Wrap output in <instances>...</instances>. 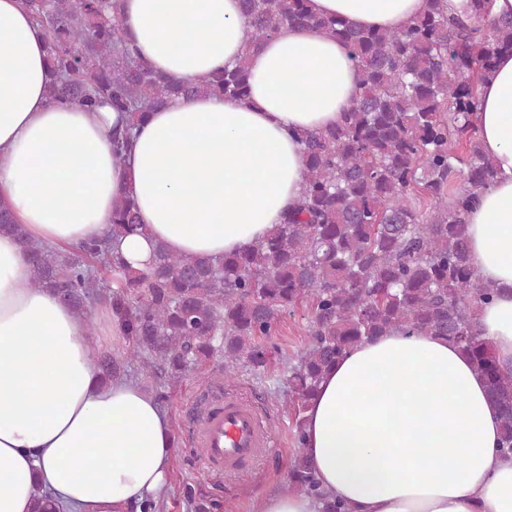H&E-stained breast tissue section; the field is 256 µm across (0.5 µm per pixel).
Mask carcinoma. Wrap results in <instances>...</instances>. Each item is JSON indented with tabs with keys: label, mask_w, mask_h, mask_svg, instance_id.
<instances>
[{
	"label": "carcinoma",
	"mask_w": 512,
	"mask_h": 512,
	"mask_svg": "<svg viewBox=\"0 0 512 512\" xmlns=\"http://www.w3.org/2000/svg\"><path fill=\"white\" fill-rule=\"evenodd\" d=\"M251 48L281 29H319L349 47L360 94L342 119L303 136L304 189L283 221L249 251L203 260L160 246L146 271L126 268L102 241L73 255L29 244L32 285L55 289L83 310L100 288L95 262L112 273L108 294L130 360L147 376L178 380L217 355L224 376L265 368L280 313L307 301L305 348L288 364L296 453L289 480L348 512L319 489L302 448L305 410L323 375L365 339L391 330L448 339L484 377L500 414V448L512 452V374L500 371L476 325L492 296L469 267L466 215L495 177L472 117L478 82L512 53V17L490 18V0L463 15L446 0L404 28H359L308 9L307 0H241ZM45 32L48 96L93 111L109 104L129 125L178 95L242 100L244 62L198 84L156 73L130 49L117 0H21ZM465 186L452 189L458 176ZM431 205L420 209L414 193ZM141 228L131 196L112 211V238Z\"/></svg>",
	"instance_id": "1"
}]
</instances>
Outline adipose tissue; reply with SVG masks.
<instances>
[{
  "label": "adipose tissue",
  "instance_id": "1",
  "mask_svg": "<svg viewBox=\"0 0 512 512\" xmlns=\"http://www.w3.org/2000/svg\"><path fill=\"white\" fill-rule=\"evenodd\" d=\"M360 28H402L427 0H308ZM126 38L157 73L206 82L247 59L244 102L177 97L112 156L119 119L51 102L42 28L0 0V201L25 239L0 234V512H33L36 492L66 512H138L159 500L176 447L154 396L103 377L96 336L120 334L110 305L94 319L31 287L27 243L58 252L97 239L135 270L156 243L205 259L252 249L303 187L298 133L340 121L359 96L346 44L281 29L247 48L240 0H119ZM475 124L498 175L468 214L469 266L494 290L480 334L512 373V54L479 82ZM137 202L142 232L112 237V208ZM304 455L329 499L350 512H512V453L484 379L446 339L394 330L363 341L307 405ZM298 487L253 512H321Z\"/></svg>",
  "mask_w": 512,
  "mask_h": 512
}]
</instances>
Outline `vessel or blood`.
Listing matches in <instances>:
<instances>
[{
  "label": "vessel or blood",
  "instance_id": "vessel-or-blood-1",
  "mask_svg": "<svg viewBox=\"0 0 512 512\" xmlns=\"http://www.w3.org/2000/svg\"><path fill=\"white\" fill-rule=\"evenodd\" d=\"M188 441L208 472L240 475L273 445L270 415L255 401L213 383L187 420Z\"/></svg>",
  "mask_w": 512,
  "mask_h": 512
}]
</instances>
